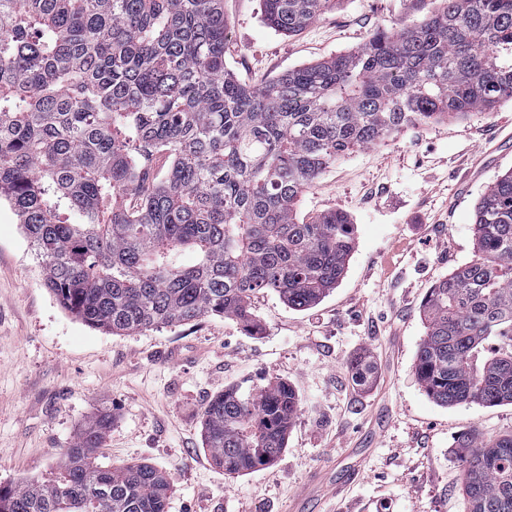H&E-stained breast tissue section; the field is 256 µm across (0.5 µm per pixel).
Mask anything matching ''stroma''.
Here are the masks:
<instances>
[{"mask_svg": "<svg viewBox=\"0 0 512 512\" xmlns=\"http://www.w3.org/2000/svg\"><path fill=\"white\" fill-rule=\"evenodd\" d=\"M424 0H340L298 36L266 27L260 0H224V62L239 80L271 79L419 22ZM482 155L476 176L467 170ZM512 169V102L409 128L339 158L298 201L309 219L338 210L355 247L339 285L297 311L251 298L260 326L204 316L115 336L85 325L44 285L43 269L0 202V486L47 481L99 410L112 428L98 459L142 462L173 484L167 512H468L456 441L512 432V404H437L420 383L421 306L432 285L473 258L474 207ZM370 357L368 382L349 364ZM290 384L300 410L279 458L227 475L204 449L202 412L232 386ZM366 449L361 473L348 467ZM336 479L315 503L313 476Z\"/></svg>", "mask_w": 512, "mask_h": 512, "instance_id": "stroma-1", "label": "stroma"}]
</instances>
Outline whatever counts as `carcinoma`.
Instances as JSON below:
<instances>
[{"instance_id": "1", "label": "carcinoma", "mask_w": 512, "mask_h": 512, "mask_svg": "<svg viewBox=\"0 0 512 512\" xmlns=\"http://www.w3.org/2000/svg\"><path fill=\"white\" fill-rule=\"evenodd\" d=\"M338 0H262L276 32ZM224 0H0V200L18 216L59 305L113 335L230 318L250 299L295 309L343 279L354 229L308 221L299 198L338 158L408 127L512 101V0H441L423 20L260 85L227 73ZM474 257L430 288L416 353L439 404L512 403V171L474 212ZM350 370L368 381L364 357ZM299 398L287 382L227 389L202 414L226 474L274 461ZM103 410L47 483L0 487V512H166L145 463L102 467ZM469 512H512V434L463 435Z\"/></svg>"}]
</instances>
